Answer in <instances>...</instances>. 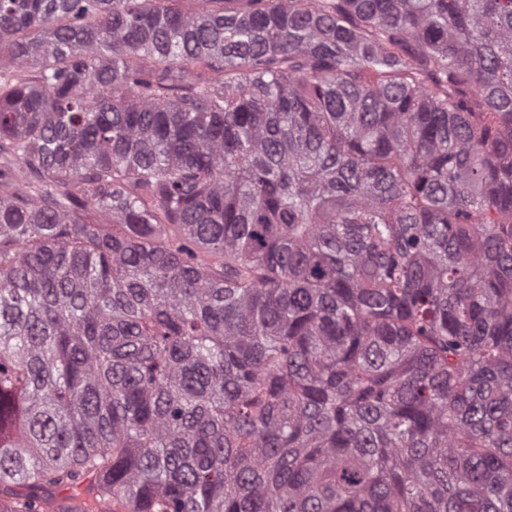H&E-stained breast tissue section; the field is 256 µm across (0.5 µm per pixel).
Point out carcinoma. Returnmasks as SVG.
Segmentation results:
<instances>
[{"label": "carcinoma", "mask_w": 512, "mask_h": 512, "mask_svg": "<svg viewBox=\"0 0 512 512\" xmlns=\"http://www.w3.org/2000/svg\"><path fill=\"white\" fill-rule=\"evenodd\" d=\"M228 2L0 0V512H512V0Z\"/></svg>", "instance_id": "1"}]
</instances>
